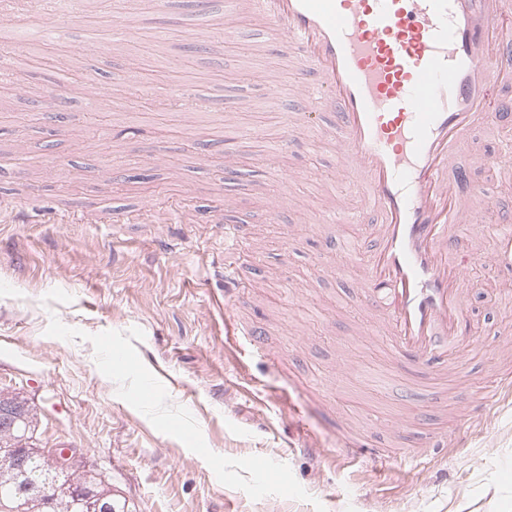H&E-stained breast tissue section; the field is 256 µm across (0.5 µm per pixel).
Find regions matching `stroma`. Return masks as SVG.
<instances>
[{"instance_id": "35a3bbf8", "label": "stroma", "mask_w": 512, "mask_h": 512, "mask_svg": "<svg viewBox=\"0 0 512 512\" xmlns=\"http://www.w3.org/2000/svg\"><path fill=\"white\" fill-rule=\"evenodd\" d=\"M224 0H147L131 31L108 26L112 0H88L83 13L48 19L52 39L68 49L71 80L58 86L54 68L35 67L38 45H26L0 68L26 79L18 99L0 81V206L29 211L67 203L69 222L0 221V389L35 407L37 445L79 449L134 512H512V389L503 390L483 424L459 429L451 446L425 468L403 473L367 460L344 462L338 420L365 427L379 444L385 423L405 415L401 380L374 382L387 364V344L361 335L368 317L356 290L333 278L310 279L340 263L355 277L354 258L336 257L299 210L319 212L335 192L336 156L320 127L300 136L314 148L278 158L294 203L275 221L265 213L279 185L260 163L275 142L291 99L271 101L251 82L262 71L293 82L285 47L267 45L258 23L239 20L237 37L218 53L193 47L211 34ZM179 30L158 40L155 30ZM189 56V72L159 76L161 62ZM145 88L195 89L208 101L204 120L183 130L163 118L120 108L111 122L77 143L60 125L85 128V81H119L129 64ZM235 113L240 168L225 182L222 154L230 131L218 114ZM161 148L174 157L170 174L139 178L137 156ZM111 167L122 178L104 186ZM494 205L482 213L486 243L512 218V180L474 174ZM196 192L183 197L182 187ZM228 189L234 217L253 230L237 256L245 301L239 314L265 328V345L285 346L302 331L306 352L289 363L251 356L247 343H224V215L217 193ZM127 224L113 229L112 210ZM281 263L302 301L287 300L263 272ZM473 325L484 343L463 355L461 374L430 381L447 389L448 417L425 408L414 434L450 429V417L481 399L495 362H512V269L483 268L470 296ZM497 334H489V326ZM353 369L337 375L339 358ZM330 401L314 399L318 382Z\"/></svg>"}]
</instances>
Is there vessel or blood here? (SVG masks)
Here are the masks:
<instances>
[{
	"label": "vessel or blood",
	"instance_id": "obj_1",
	"mask_svg": "<svg viewBox=\"0 0 512 512\" xmlns=\"http://www.w3.org/2000/svg\"><path fill=\"white\" fill-rule=\"evenodd\" d=\"M245 12L295 56L294 118L308 126L317 113L331 116L323 134L348 191L316 224L324 235L337 224H372L369 247L353 250L361 265L353 286L376 318L373 334L388 340L401 369L447 379L477 340L470 268L486 259L512 267L511 235L485 254L477 236L459 232L493 206L481 186L461 194L466 168L490 174L508 165L473 143L477 132L512 126L500 109L512 101V0H224L225 35ZM298 144L283 130L264 160L270 178L282 177L278 153ZM249 236L247 225L225 224V252ZM339 443L354 458L388 454L346 429ZM447 445V432L427 434L402 461L414 469Z\"/></svg>",
	"mask_w": 512,
	"mask_h": 512
}]
</instances>
